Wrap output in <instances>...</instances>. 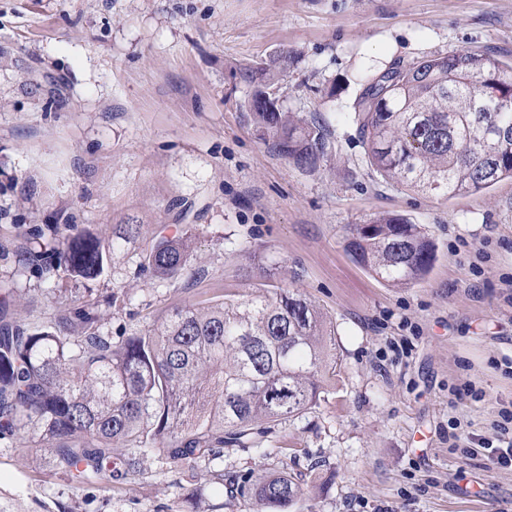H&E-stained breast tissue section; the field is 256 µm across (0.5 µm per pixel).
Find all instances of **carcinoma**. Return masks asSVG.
Masks as SVG:
<instances>
[{
	"mask_svg": "<svg viewBox=\"0 0 512 512\" xmlns=\"http://www.w3.org/2000/svg\"><path fill=\"white\" fill-rule=\"evenodd\" d=\"M293 64L281 53L239 68L250 88L242 108L265 144L302 170L328 157L331 130L257 99ZM350 118L367 166L381 177L440 197L479 193L512 180V66L488 51L460 50L393 64L367 78ZM195 228L162 236L140 268L165 281L192 257ZM348 248L373 276L400 287L422 281L435 261L424 229L380 216L351 229ZM110 248L89 231L22 267L45 282L60 274L102 277ZM0 294V438L30 435L80 490L140 471L152 453L170 464L203 463L227 504L288 512L301 494L286 470L224 478L213 466L226 446L252 448L271 429L314 407L334 379L336 331L301 295L281 288L242 302L185 306L113 340L81 306L41 326L19 323ZM115 448L129 452L116 455Z\"/></svg>",
	"mask_w": 512,
	"mask_h": 512,
	"instance_id": "1",
	"label": "carcinoma"
}]
</instances>
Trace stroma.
<instances>
[{
  "label": "stroma",
  "mask_w": 512,
  "mask_h": 512,
  "mask_svg": "<svg viewBox=\"0 0 512 512\" xmlns=\"http://www.w3.org/2000/svg\"><path fill=\"white\" fill-rule=\"evenodd\" d=\"M464 49L512 65V0H0V289L15 317L82 305L120 336L294 290L334 326L337 376L266 448L225 449V472L301 474L290 512H512V468L477 444L512 409V181L446 199L385 180L348 117L366 73ZM283 52L280 106L333 130L314 173L271 152L242 109L238 67ZM381 215L435 244L412 287L347 248L350 225ZM67 221L112 244L111 268L47 295L19 258ZM123 224L139 237L116 239ZM186 224L181 275L140 271L145 246ZM211 488L201 468L147 454L136 475L79 491L47 450L0 440V512H231Z\"/></svg>",
  "instance_id": "35a3bbf8"
}]
</instances>
